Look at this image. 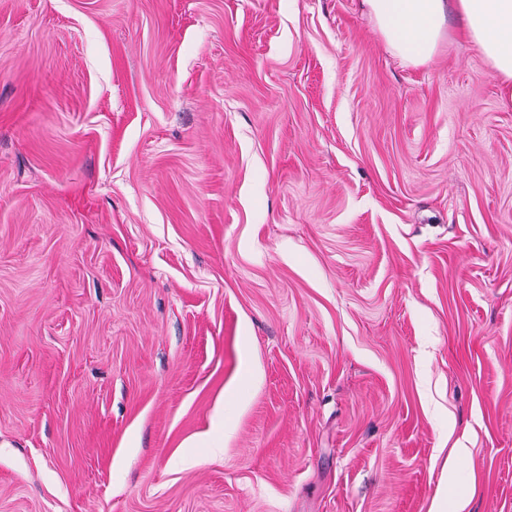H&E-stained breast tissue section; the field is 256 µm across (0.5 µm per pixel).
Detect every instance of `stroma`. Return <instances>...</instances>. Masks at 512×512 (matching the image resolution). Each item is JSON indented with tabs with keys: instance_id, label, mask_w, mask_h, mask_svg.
<instances>
[{
	"instance_id": "stroma-1",
	"label": "stroma",
	"mask_w": 512,
	"mask_h": 512,
	"mask_svg": "<svg viewBox=\"0 0 512 512\" xmlns=\"http://www.w3.org/2000/svg\"><path fill=\"white\" fill-rule=\"evenodd\" d=\"M468 488L512 512V105L477 49L402 65L359 0H0V512Z\"/></svg>"
}]
</instances>
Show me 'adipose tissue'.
<instances>
[{
  "label": "adipose tissue",
  "instance_id": "adipose-tissue-1",
  "mask_svg": "<svg viewBox=\"0 0 512 512\" xmlns=\"http://www.w3.org/2000/svg\"><path fill=\"white\" fill-rule=\"evenodd\" d=\"M371 24L404 64L434 61L448 38L449 15L457 36L472 44L512 99V0H362Z\"/></svg>",
  "mask_w": 512,
  "mask_h": 512
}]
</instances>
